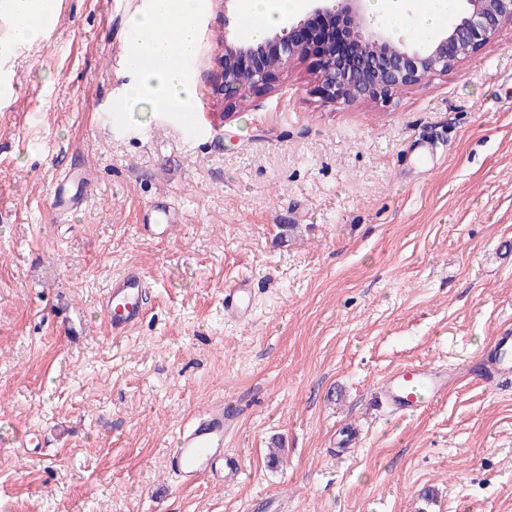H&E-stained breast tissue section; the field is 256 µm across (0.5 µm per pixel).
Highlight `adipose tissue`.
Returning <instances> with one entry per match:
<instances>
[{
  "label": "adipose tissue",
  "instance_id": "1",
  "mask_svg": "<svg viewBox=\"0 0 512 512\" xmlns=\"http://www.w3.org/2000/svg\"><path fill=\"white\" fill-rule=\"evenodd\" d=\"M306 0H240L242 18L255 20L250 34L262 38L291 13L301 11ZM459 0H374V11L397 24L412 16L422 34L440 29L457 11ZM55 0H0V58L21 46L42 40L43 18L54 12ZM201 0H150L146 10L131 17L129 26L139 37L141 51L129 59L133 79L126 89L128 101L145 103L163 112L188 113L193 109L195 91L186 78L182 63L199 50L197 17Z\"/></svg>",
  "mask_w": 512,
  "mask_h": 512
}]
</instances>
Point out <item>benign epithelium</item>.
<instances>
[{
	"label": "benign epithelium",
	"instance_id": "7a95c632",
	"mask_svg": "<svg viewBox=\"0 0 512 512\" xmlns=\"http://www.w3.org/2000/svg\"><path fill=\"white\" fill-rule=\"evenodd\" d=\"M309 2L308 16L261 41L224 39L219 64L225 94L238 89L237 77L243 71L256 87L267 84L273 72L288 69L304 53L306 43L299 34L315 15L328 25L338 18L347 24L354 60H339L333 49H322L318 70L324 94L346 102L386 98L398 86L418 85L444 73L494 39L503 23H512V0H463L465 7L455 23L424 46L394 39L384 19L369 11V0Z\"/></svg>",
	"mask_w": 512,
	"mask_h": 512
}]
</instances>
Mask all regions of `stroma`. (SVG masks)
I'll return each mask as SVG.
<instances>
[{
  "label": "stroma",
  "mask_w": 512,
  "mask_h": 512,
  "mask_svg": "<svg viewBox=\"0 0 512 512\" xmlns=\"http://www.w3.org/2000/svg\"><path fill=\"white\" fill-rule=\"evenodd\" d=\"M146 5L58 0L0 63V512H512V375L404 415L380 394L397 365L463 366L512 327V24L368 102L324 95L310 52L228 116L217 58L246 33L237 0H203L192 129L110 110ZM67 170L89 197L56 213ZM161 201L163 242L139 229ZM129 268L148 315L115 337L102 299ZM243 277L238 321L224 285ZM222 402L242 472L183 487L167 450ZM143 221L147 229L158 238H171L177 223L172 208L162 202L154 204L145 213ZM252 312L251 290L247 278L234 280L224 286V313L239 321L249 319Z\"/></svg>",
  "instance_id": "obj_1"
}]
</instances>
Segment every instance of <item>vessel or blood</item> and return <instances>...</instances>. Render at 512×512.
Here are the masks:
<instances>
[{
  "instance_id": "vessel-or-blood-1",
  "label": "vessel or blood",
  "mask_w": 512,
  "mask_h": 512,
  "mask_svg": "<svg viewBox=\"0 0 512 512\" xmlns=\"http://www.w3.org/2000/svg\"><path fill=\"white\" fill-rule=\"evenodd\" d=\"M82 202V192L72 191L67 179L57 181L52 197L54 207L72 208ZM143 220L154 236L172 237L176 217L169 205L154 204ZM148 286L146 278L133 268L113 279L102 304L113 335L127 334L142 323L145 316L143 297ZM224 311L240 321L249 319L252 306L248 279L241 278L225 285ZM452 377V371L444 364L407 365L384 377L382 391L394 410L406 412L425 407L442 397L447 393ZM237 424L238 411L228 405L196 417L178 429L168 466L181 485L190 487L203 480L214 482L237 476V464L224 448L225 437Z\"/></svg>"
}]
</instances>
